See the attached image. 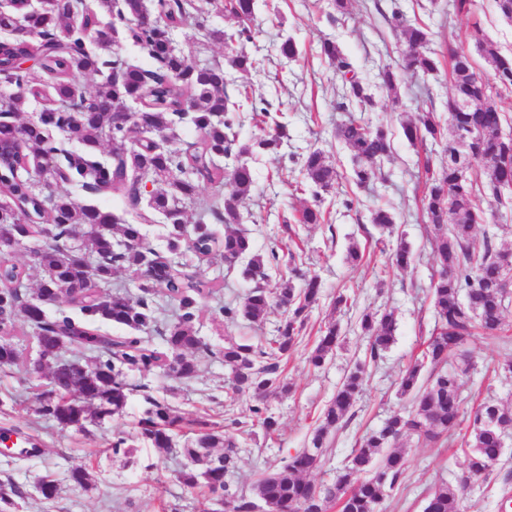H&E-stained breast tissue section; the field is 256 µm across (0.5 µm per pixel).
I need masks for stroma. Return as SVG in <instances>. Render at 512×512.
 Segmentation results:
<instances>
[{
	"instance_id": "obj_1",
	"label": "stroma",
	"mask_w": 512,
	"mask_h": 512,
	"mask_svg": "<svg viewBox=\"0 0 512 512\" xmlns=\"http://www.w3.org/2000/svg\"><path fill=\"white\" fill-rule=\"evenodd\" d=\"M395 10L429 28L432 36L426 49L440 60H447L453 49L477 55L470 37L476 25L503 53L512 54V21L500 15L494 0H475L467 15L456 14L453 0H350L343 15L337 13L333 0H258L250 24L252 38L244 48L261 60L263 69L246 78L236 72L231 75L233 86L246 87L254 99L267 100L271 114L288 127L287 142L251 161L256 184L241 207V229L256 251L293 250L297 265L321 280L320 298L309 308L303 339L286 366L290 390L268 402L278 421L276 432L268 435L256 426L239 438L238 468L230 480L234 488L246 493L264 473L279 467L283 457L307 447L346 374L355 363L364 362L369 338L360 328L363 312L394 311L395 340L377 363L367 364L355 415L346 428L330 436L322 468L310 475L316 483H332L356 442L404 407V400L396 394L397 382L434 329L431 281L435 267L419 198L426 180L425 164L439 162L441 149L431 141L412 146L402 134L401 123L419 112H447L450 83L443 68L427 77L399 72L394 96L381 86L380 67L398 62L402 51L387 21ZM236 27L235 20L211 11L205 15L204 27H187L177 33L176 40L190 50L193 62L220 63L224 48L208 32L214 28L229 32ZM289 37L298 49L291 59L279 51ZM326 40L341 46L371 87L374 105L361 113V120L384 128L392 138V154L381 166L380 179L364 188L346 180L350 156L334 138L336 126L348 115L336 107L342 86L321 54ZM310 146L322 150L344 178L324 196L325 223L303 225L294 217L312 194L296 190L295 185L300 179V155ZM379 207L396 212L394 233L380 232L372 224L371 213ZM401 239L413 253L412 262L404 268L390 261ZM352 243L362 253L356 264L346 259ZM200 267L207 276L221 278L223 286L203 303L198 334L208 348L195 356L198 372L193 379L174 380L155 370L135 373L131 381L139 389L131 394L125 409L84 433L59 431L53 421L35 413V393L45 385V378L30 376L19 367L0 371V432L34 435L40 443L39 451L28 457L0 456V484L13 482L22 492L20 512H216L217 503L203 489L190 491L177 481L178 472L187 465L179 449L192 437L191 421L196 417L205 415L217 423L229 417L248 420L251 402L245 397L229 400V371L217 352L230 340L275 336L281 313L272 311L258 324L225 322L219 307L240 301L252 284L218 255L204 259ZM340 291L351 296L352 307H334ZM331 323L341 329V344L322 368H313L309 352L320 328ZM464 355L471 363L463 392L465 413H472L484 399H512V376L493 371L495 362L512 358V344H498L478 330L466 343ZM148 395L168 403L181 419L173 450L158 452L135 437ZM119 432L135 439L134 463L112 453V438ZM463 435V430H456L441 446L403 439L409 468L398 489L384 501L383 512H423L434 487L458 485L464 471ZM76 466L90 472L88 487L70 482L69 472ZM47 475L59 484L52 500L44 499L38 490L39 481Z\"/></svg>"
}]
</instances>
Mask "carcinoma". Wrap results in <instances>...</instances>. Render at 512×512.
<instances>
[{
    "label": "carcinoma",
    "instance_id": "carcinoma-1",
    "mask_svg": "<svg viewBox=\"0 0 512 512\" xmlns=\"http://www.w3.org/2000/svg\"><path fill=\"white\" fill-rule=\"evenodd\" d=\"M255 8L256 0H225L223 9L237 20L239 29L230 35L220 29L209 31L210 38L224 44L230 67L247 76L261 62L234 43L251 38L248 23ZM142 9V0H96L92 6L84 0H52L42 10L22 13L27 36L0 38V83L19 89L0 100V112L23 111L30 95L46 101L43 112L47 114L46 120L25 125L0 122V194L8 198L0 207V368L19 364L21 351L15 337L34 342L42 362H26L24 368L39 366L51 375L36 395V412L63 430L83 432L87 425L121 412L132 391L126 368L158 370L176 380L196 376L193 353L205 344L195 323L203 301L219 283L187 261L164 259L147 241L142 225L163 216L169 253L181 254L192 246L202 256L219 251L229 265L242 264V275L252 281L265 279L280 261L274 250L267 255L254 251L243 231L217 236L209 220L241 223L240 206L255 184L247 157L277 150L288 138L287 126L263 127L251 142H240L238 108L242 104L231 101L224 66L193 64L169 43L172 25L202 26L203 6L197 0H157L158 22L147 25L138 23ZM388 22L409 51L402 56L401 66L415 74L437 73L440 59L425 50L429 29L408 22L398 11L392 12ZM123 35L152 60L151 67L143 68L114 53L113 46ZM470 37L484 65L463 50L450 52L452 95L446 121L429 111L401 123L409 143L440 142L447 154L437 168L426 165L421 198V209L433 226L434 261L439 267L431 285L437 321L421 357L406 367L399 381L398 394L410 398L411 408L393 414L363 437L333 483L307 480L309 473L322 466L327 438L345 428L353 416L365 372V364H356L337 388L309 446L263 475L251 496L239 493L228 481L238 460L233 437L217 424L197 419L195 437L182 449L193 467L177 475L184 487L206 486L229 512H256L260 503L264 512H330L336 507L340 512H377L408 470V458L397 447L398 441L415 437L436 442L463 422L461 391L468 362L464 359L451 369L440 365L454 354L451 344L466 343L474 327L493 337L501 331L507 301L503 280L512 274V250L496 246L494 235L486 231L483 248L472 246L477 225L494 224L501 211H512V192L503 190L512 183V140L504 137L506 116L495 101L498 88H512V55L502 53L477 26ZM321 54L340 75L339 108L372 106L366 83L340 46L325 40ZM19 60L36 61L43 78L18 69ZM105 68L121 72V79L109 75L92 92H85L82 79ZM379 77L387 91L397 94L394 66H383ZM187 123L195 131L194 141L184 150L171 148ZM53 128L63 130L77 148H59L50 137ZM334 136L350 152L351 178L360 188L375 177L377 164L390 157L391 140L381 127L350 118L336 126ZM104 137L112 141V159L106 165L96 158ZM229 155L240 161L226 170L218 159ZM34 166L47 184L66 183L123 199L138 211L137 222H121L109 211L77 202L66 191L38 193L29 172ZM480 173L485 180H478ZM300 174L298 185L313 188V203L298 210L296 221L322 224V194L334 188L339 174L322 150L311 147L302 153ZM143 175L153 185L144 208L139 206ZM203 184L213 186L216 193L205 214L189 229L185 207L197 199ZM488 197L495 203L490 210L482 208V200ZM371 223L390 231L396 214L379 207L372 212ZM22 237L38 244L31 250L29 265L15 259ZM34 267L45 273L37 297L63 289L77 316L46 314L38 323L26 318L35 305L27 293ZM121 269L139 275L140 293L117 292L109 300L101 299L97 286L110 284ZM319 295L318 277L294 266L277 292L257 285L241 302L219 308L230 323L241 319L257 323L272 309L282 310L278 336L257 344L231 341L222 352L231 374V393L253 399L252 424L267 434L278 427L268 413L267 400L288 388L283 365L300 342L306 311ZM164 301L172 303L174 310L160 332L163 346L158 348L142 334L157 328ZM105 324L125 326L132 333L113 336L102 330ZM360 327L372 338L369 360L375 362L395 336L394 313L366 312ZM340 339L335 325L321 331L309 363L322 367ZM81 349L94 353L85 374L74 373L60 362ZM146 403L148 411L137 423V435L167 451L179 417L165 402L148 396ZM468 430L465 478L485 479L503 457V437L512 431V403H483L470 416ZM217 448L221 452H215ZM197 465L201 469H195ZM424 512H462L460 488L448 484L436 488Z\"/></svg>",
    "mask_w": 512,
    "mask_h": 512
}]
</instances>
